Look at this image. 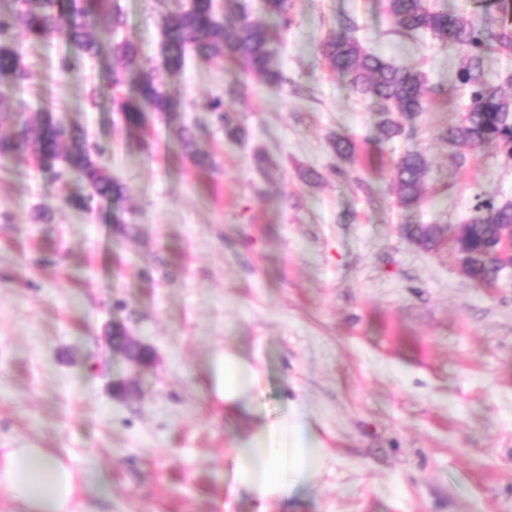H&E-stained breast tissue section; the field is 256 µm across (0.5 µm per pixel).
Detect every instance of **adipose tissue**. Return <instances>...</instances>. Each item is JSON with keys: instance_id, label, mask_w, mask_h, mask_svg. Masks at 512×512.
Masks as SVG:
<instances>
[{"instance_id": "ef3b65f1", "label": "adipose tissue", "mask_w": 512, "mask_h": 512, "mask_svg": "<svg viewBox=\"0 0 512 512\" xmlns=\"http://www.w3.org/2000/svg\"><path fill=\"white\" fill-rule=\"evenodd\" d=\"M259 357L231 348L216 352L208 371L211 398L249 427L235 436L225 460L235 489L266 512L269 502L289 507L308 490L326 464L322 442L304 406L291 405L269 418L260 402ZM93 472L76 470L69 454L46 448H10L0 456V490L22 503L24 512H79L77 495L97 485Z\"/></svg>"}]
</instances>
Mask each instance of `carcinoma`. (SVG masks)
Returning <instances> with one entry per match:
<instances>
[{
    "mask_svg": "<svg viewBox=\"0 0 512 512\" xmlns=\"http://www.w3.org/2000/svg\"><path fill=\"white\" fill-rule=\"evenodd\" d=\"M164 9L157 19L162 33L161 66L143 56L126 40L117 44L106 59L108 85L112 90L113 112L132 131L146 129L148 114L164 115L186 110L185 100L169 89L172 76L181 73L187 56L206 60L231 59L270 86L281 87L288 76L273 63L271 34L265 22L246 14L240 0H156ZM389 13L402 33L431 32L439 40L456 44L464 50L459 71L460 85L467 88L470 103L459 122L448 125L442 137L459 149L495 147L512 158V73L501 76L502 85L493 86L486 79L484 60L494 53H512V24L493 27L484 17L450 15L432 7L427 0H387ZM291 0H265V12L288 28L292 24ZM125 16L118 0H7L0 6V117H16L18 136L0 137V157L6 158L34 149L36 163L54 171L57 178L78 171L86 179L90 192L69 197L65 203L88 210L97 198L123 197V188L112 182L97 163L101 150L88 142L80 129L66 126L53 111L34 116L26 114L25 105L16 96L29 78V70L17 41L19 34L33 43L62 39L69 54L59 61V70L70 66V56L100 55L91 36L93 27L119 31ZM322 54L330 68L347 79L356 93L370 99L376 111L385 116L379 125L380 137L391 139L402 133V122L392 113L410 120L424 111L429 93L423 76L416 70L392 65L365 49L353 36L338 35L322 44ZM216 116L231 138L238 129L224 117V102L217 98L204 105ZM183 148L193 164L209 168V156L195 150L196 131L183 126L178 132ZM426 158L408 151L395 163L399 204L404 208L419 205L424 196L422 176ZM512 227V204L498 205L487 199L476 206L455 240L464 256L468 277L478 283L495 281L500 267L487 259V252L498 247L504 231ZM408 237L424 248L439 243L436 227L414 224Z\"/></svg>",
    "mask_w": 512,
    "mask_h": 512,
    "instance_id": "cac0c4a2",
    "label": "carcinoma"
}]
</instances>
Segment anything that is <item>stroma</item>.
<instances>
[{
	"label": "stroma",
	"mask_w": 512,
	"mask_h": 512,
	"mask_svg": "<svg viewBox=\"0 0 512 512\" xmlns=\"http://www.w3.org/2000/svg\"><path fill=\"white\" fill-rule=\"evenodd\" d=\"M121 6L120 35L94 31L102 51L121 38L159 61L157 4ZM292 15L272 42L288 86L192 57L172 81L185 112L150 115L143 132L114 122L101 59L62 76L61 41L26 47L30 112L54 108L88 134L124 196L85 212L64 203L87 193L80 174L0 158V448L65 451L96 473L80 512H254L222 467L247 424L205 386L229 345L260 355L269 417L304 405L328 452L290 512H512V273L480 286L447 242L428 251L404 233H450L485 199L512 203V158L442 140L469 98L461 52L398 33L385 0H293ZM347 32L436 90L391 140L321 54ZM218 97L239 138L204 111ZM200 124L209 169L176 135ZM409 150L427 168L406 209L393 170ZM115 325L156 354L126 398L112 393L130 373L107 344Z\"/></svg>",
	"instance_id": "1"
}]
</instances>
